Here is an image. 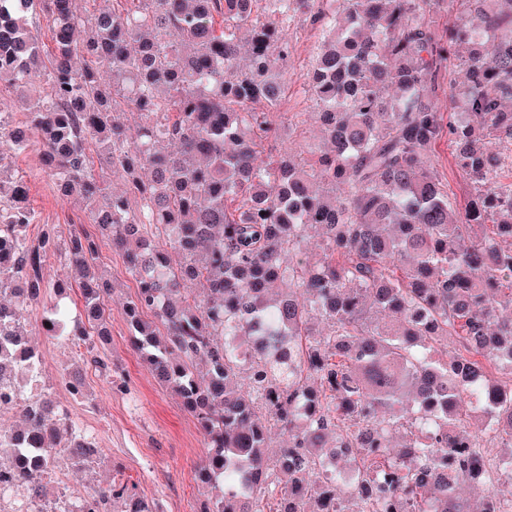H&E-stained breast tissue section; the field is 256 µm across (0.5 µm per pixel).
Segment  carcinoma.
Returning a JSON list of instances; mask_svg holds the SVG:
<instances>
[{
  "mask_svg": "<svg viewBox=\"0 0 512 512\" xmlns=\"http://www.w3.org/2000/svg\"><path fill=\"white\" fill-rule=\"evenodd\" d=\"M128 2L82 15L74 0H0V82L34 92L28 130L0 113V136L17 151L36 138L42 171L98 230L32 241L23 180L0 184V293L17 283L26 296L0 301V383L37 381L21 314L43 298L51 254L81 293L86 327L71 341L92 352L109 335L106 236L137 282L135 346L206 440L199 479L222 493L198 512H347L346 494L361 512H490L512 463V184L497 181L512 145V0H448L481 25L442 32L433 0ZM297 17L322 40L308 75L322 141L306 161L285 152L261 167ZM455 60L466 82L450 114L439 76ZM129 109L144 118L133 140ZM444 138L474 190L463 209L430 164ZM196 282L206 294L192 305ZM450 340L452 356L435 358ZM467 406L481 428L464 436ZM20 413L0 430L10 462L25 452L16 437L56 424L77 463L100 455L51 406ZM276 429L288 442L273 450ZM328 458L352 462L347 490ZM463 481L485 488L483 508L457 495ZM124 496L121 484L92 493L94 512Z\"/></svg>",
  "mask_w": 512,
  "mask_h": 512,
  "instance_id": "1",
  "label": "carcinoma"
}]
</instances>
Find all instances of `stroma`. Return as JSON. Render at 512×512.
<instances>
[{
    "label": "stroma",
    "instance_id": "obj_1",
    "mask_svg": "<svg viewBox=\"0 0 512 512\" xmlns=\"http://www.w3.org/2000/svg\"><path fill=\"white\" fill-rule=\"evenodd\" d=\"M292 53L288 59V104L277 113V123L285 134L267 141L258 156L266 163L279 151L302 155L306 144L317 141L319 133L311 114L315 110L308 91L306 74L314 63L320 42L301 21H293L286 31ZM4 162L0 170L12 178H24L28 186V205L36 221L27 229L37 239L46 227H54L59 238L85 227L84 207L74 200L60 199L51 177L40 170L36 147L17 152L9 139L0 140ZM431 164L449 198L465 206L471 187L455 167L447 142H439L431 152ZM100 266L112 282L108 302L110 340L99 350L112 365L111 377L94 370L85 349L69 341L46 335L45 316L55 303L68 306L67 330L80 324L78 294H47L40 305L27 308L23 321L41 363L39 387L53 394L58 404L68 409L81 431L101 448L97 462L85 467L72 464L66 452L56 456L68 474L77 475L86 491L125 483L134 486L138 498L156 504L159 512H196L203 491L197 468L205 456V441L194 417L181 398L161 383L144 364L132 344V333L125 315L133 301L136 282L128 273L121 252L102 244ZM83 368L86 388L82 396H72L64 375Z\"/></svg>",
    "mask_w": 512,
    "mask_h": 512
}]
</instances>
